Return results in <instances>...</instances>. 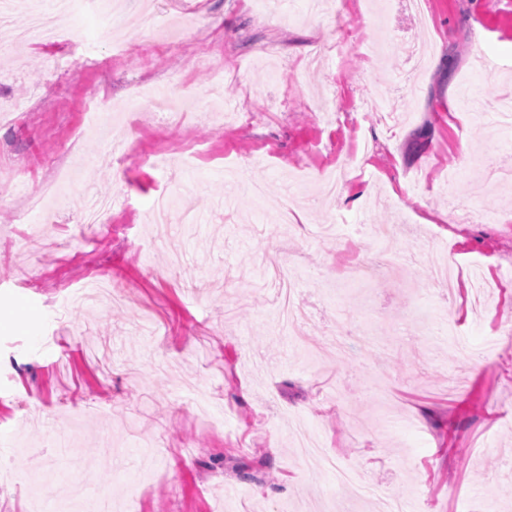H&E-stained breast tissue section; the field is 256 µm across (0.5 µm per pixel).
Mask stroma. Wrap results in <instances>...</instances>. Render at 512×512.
I'll return each mask as SVG.
<instances>
[{"instance_id": "obj_1", "label": "stroma", "mask_w": 512, "mask_h": 512, "mask_svg": "<svg viewBox=\"0 0 512 512\" xmlns=\"http://www.w3.org/2000/svg\"><path fill=\"white\" fill-rule=\"evenodd\" d=\"M308 4L79 0L81 37L20 44L53 2L13 0L0 107L25 112L0 120V512L34 497L67 512L59 476L86 472L122 512H382L385 495L402 512H512V183L494 172L512 159L494 112L512 99V0ZM158 33L174 43L159 63L143 55ZM468 87L445 113L444 91ZM143 89L183 123L133 127ZM90 98L124 106L127 160L90 130L59 158ZM161 150L165 169L137 160ZM54 158L76 174L70 200L32 212L19 173L51 182ZM88 192L111 224H85ZM456 198L489 221L459 223ZM389 224L412 264L347 282ZM259 253L294 268L310 341L352 332L353 356L310 357L280 329ZM112 280L122 301L78 303ZM194 379L218 430L189 408Z\"/></svg>"}]
</instances>
